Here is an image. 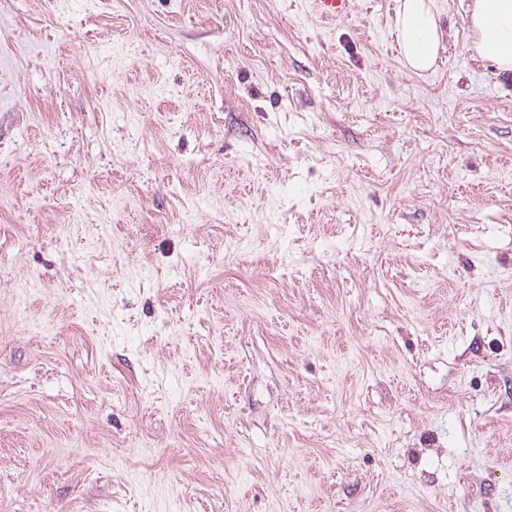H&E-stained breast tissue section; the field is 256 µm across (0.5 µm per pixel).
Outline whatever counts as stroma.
<instances>
[{"label": "stroma", "mask_w": 512, "mask_h": 512, "mask_svg": "<svg viewBox=\"0 0 512 512\" xmlns=\"http://www.w3.org/2000/svg\"><path fill=\"white\" fill-rule=\"evenodd\" d=\"M0 0V512H512V73L434 0ZM353 6V0H314L315 12L321 21H333L347 16ZM433 0H402L397 11V30L402 54L413 71L430 69L443 39Z\"/></svg>", "instance_id": "stroma-1"}]
</instances>
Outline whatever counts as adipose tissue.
Returning a JSON list of instances; mask_svg holds the SVG:
<instances>
[{"label":"adipose tissue","instance_id":"ef3b65f1","mask_svg":"<svg viewBox=\"0 0 512 512\" xmlns=\"http://www.w3.org/2000/svg\"><path fill=\"white\" fill-rule=\"evenodd\" d=\"M467 16L480 55L499 71L512 72V0H469ZM397 30L407 66L430 69L443 39L432 0H401Z\"/></svg>","mask_w":512,"mask_h":512}]
</instances>
